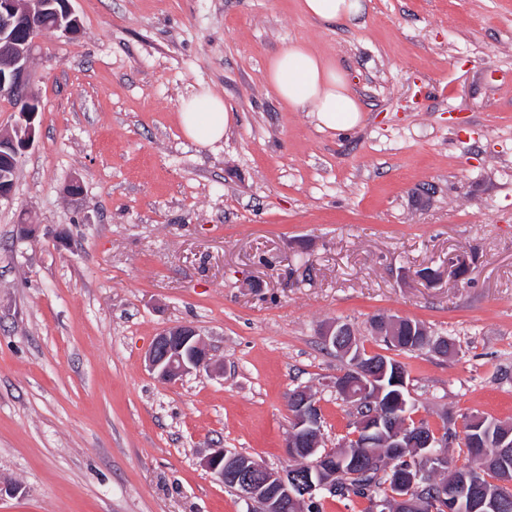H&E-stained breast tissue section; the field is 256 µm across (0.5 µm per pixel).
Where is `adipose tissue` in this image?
<instances>
[{"mask_svg":"<svg viewBox=\"0 0 512 512\" xmlns=\"http://www.w3.org/2000/svg\"><path fill=\"white\" fill-rule=\"evenodd\" d=\"M301 8L326 24L354 23L365 13L363 0H301ZM267 80L283 101L312 112L324 129L343 132L362 120V108L345 73L305 44H291L278 54L269 64ZM231 120V110L223 99L208 91L196 93L180 105L183 133L201 145L221 141Z\"/></svg>","mask_w":512,"mask_h":512,"instance_id":"1","label":"adipose tissue"}]
</instances>
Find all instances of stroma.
Returning a JSON list of instances; mask_svg holds the SVG:
<instances>
[{
	"mask_svg": "<svg viewBox=\"0 0 512 512\" xmlns=\"http://www.w3.org/2000/svg\"><path fill=\"white\" fill-rule=\"evenodd\" d=\"M300 4L72 0L79 35L37 38L38 142L0 201V512H250L201 461L286 467L298 387L323 447L351 438L337 320L369 352L376 316L453 340L397 356L416 418L512 423V0H365L332 25ZM295 42L349 73L357 127L268 85ZM203 89L233 116L210 146L178 119ZM179 324L215 366L165 384L144 354Z\"/></svg>",
	"mask_w": 512,
	"mask_h": 512,
	"instance_id": "stroma-1",
	"label": "stroma"
}]
</instances>
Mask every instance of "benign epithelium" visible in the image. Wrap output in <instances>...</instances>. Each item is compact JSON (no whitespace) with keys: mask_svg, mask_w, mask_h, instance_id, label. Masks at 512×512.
Returning a JSON list of instances; mask_svg holds the SVG:
<instances>
[{"mask_svg":"<svg viewBox=\"0 0 512 512\" xmlns=\"http://www.w3.org/2000/svg\"><path fill=\"white\" fill-rule=\"evenodd\" d=\"M51 16L56 30L72 38L79 33V17L70 0H0V95L18 100L14 108L18 120L11 131H0V170H15L19 158L33 147L37 138L35 120L41 109L39 98L30 86V59L34 43L20 37L34 21ZM473 256L455 253L448 257V273L458 282L471 274ZM374 332L387 342L394 341L400 332L425 336L422 349L438 353L448 343L445 337L435 338L430 331L413 320L390 316L373 321ZM323 343L347 360L345 371L332 381V388L348 400L364 403L370 410L357 420L356 434L382 438L396 448L408 445L416 448L427 464L441 468L449 465L444 448L448 438L437 435L435 428L421 421L407 420V410L414 407L410 400L406 372L388 360H368L370 354L357 347L351 325L336 321L325 325L321 332ZM145 366L156 377L176 383L187 374L213 366V359L201 334L190 325H175L161 331L144 356ZM390 379L398 391L384 397L383 381ZM288 415L291 430L286 447L288 467L273 470L251 457L227 454L216 448L203 459V466L219 482H233L237 495L260 505L259 512H299L304 501H312L321 492L336 488V472H326L325 465L337 454L341 463L358 467L362 459L349 449L321 450L322 411L319 401L309 390L297 388L288 396ZM464 439L473 447L497 449L503 459L512 457V428L498 433L495 443L475 435V429H464ZM382 475L387 479L390 503H382L383 512H498L499 500L478 485L466 481L443 485L440 492L427 502L418 498L417 491L427 483V472L415 466L406 468L390 461Z\"/></svg>","mask_w":512,"mask_h":512,"instance_id":"1","label":"benign epithelium"}]
</instances>
